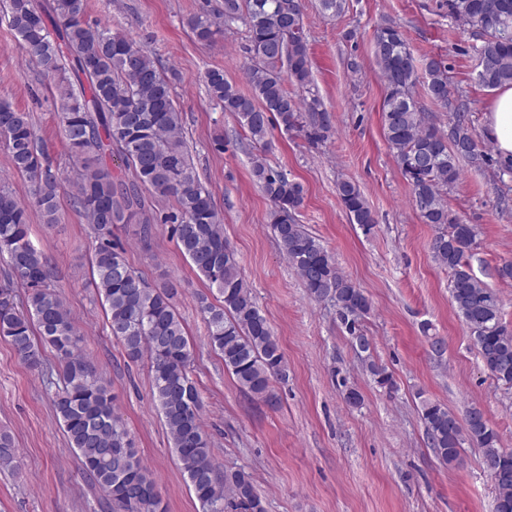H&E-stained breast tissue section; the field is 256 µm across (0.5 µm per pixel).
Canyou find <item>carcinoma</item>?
Returning <instances> with one entry per match:
<instances>
[{"label": "carcinoma", "instance_id": "1", "mask_svg": "<svg viewBox=\"0 0 512 512\" xmlns=\"http://www.w3.org/2000/svg\"><path fill=\"white\" fill-rule=\"evenodd\" d=\"M8 2L12 30L54 83L67 150L82 168L72 203L92 226L94 282L112 336L130 361L148 359L153 400L202 512H266L252 476L224 468L213 457L192 378L193 350L174 305L180 283H147L129 266L125 248L114 234L116 225L143 210V192L172 202L167 211L143 219L141 238L148 239L153 224L172 225L180 253L209 290L216 291V301L202 294L198 302L208 343L224 360V368L242 391L265 399L273 380L288 378L279 340L224 239L212 194L194 170L172 78L131 38L89 25L86 0ZM448 14L479 41L473 46L478 85L487 90L511 85L512 0H448ZM223 17L226 26L240 22L246 28L252 94L241 93L219 69L205 73L209 93L224 111L237 116L259 146L251 157V176L273 204L269 225L283 256L312 299L334 303L353 347L361 342L368 349L370 342L359 332V321L371 311L369 297L342 274L320 240L297 222L303 189L272 166L266 155L273 124L286 132H302L312 141H322L330 132L329 118L313 91L302 0H224ZM187 26L202 43L212 42L218 33L207 14L190 17ZM374 55L386 86L384 136L411 186L415 210L423 223L437 228L430 244L432 256L452 273V299L484 368L511 388L512 329L502 321L497 294L469 270L466 255L476 245L475 226L452 216L444 199L460 179L459 159L481 157L460 112L463 91L451 85L442 59L430 57L416 64L398 26L377 30ZM421 74L431 99L452 114L446 132L413 97ZM290 84L301 94L290 92ZM0 143L15 172L29 178L32 207L43 223H58L63 178L42 163L43 149L29 114L5 101H0ZM114 147L132 168L133 181L112 174L106 156ZM338 191L351 221L370 231L374 218L359 188L343 181ZM0 257L7 258L13 275L27 289L21 310L9 289H0V337L33 370L42 365V346L56 351L61 387L55 412L84 478L103 493L111 512H167L152 473L115 412L110 380L81 353L80 331L62 294L50 283L44 250L32 238L29 207L2 186ZM364 361L380 386H393L385 367L369 354ZM420 412L435 456L452 465L464 444L479 449L482 468L497 477L495 512H512V451L498 446V435L483 410L470 407L461 422L441 403L423 399ZM17 467L13 438L0 431V469Z\"/></svg>", "mask_w": 512, "mask_h": 512}]
</instances>
